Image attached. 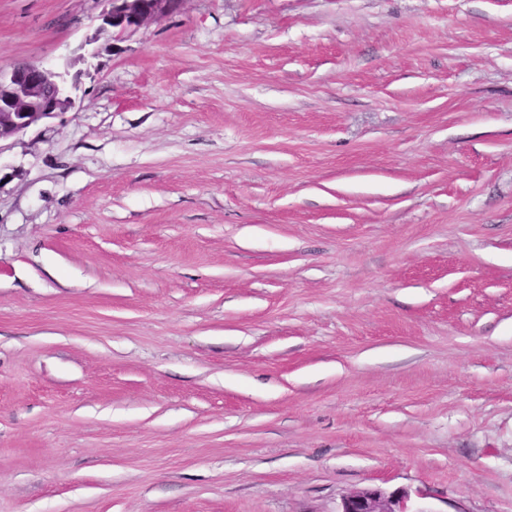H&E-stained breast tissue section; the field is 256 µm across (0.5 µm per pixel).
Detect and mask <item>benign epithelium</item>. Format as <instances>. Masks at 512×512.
Wrapping results in <instances>:
<instances>
[{"instance_id":"7a95c632","label":"benign epithelium","mask_w":512,"mask_h":512,"mask_svg":"<svg viewBox=\"0 0 512 512\" xmlns=\"http://www.w3.org/2000/svg\"><path fill=\"white\" fill-rule=\"evenodd\" d=\"M109 8L100 15L101 24L90 41L100 34L114 38L129 36L142 26L178 11L185 0H106ZM75 107L64 73L34 62L0 70V142L38 126ZM338 512H420L403 491L387 493L366 488L342 498Z\"/></svg>"}]
</instances>
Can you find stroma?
Returning a JSON list of instances; mask_svg holds the SVG:
<instances>
[{
	"label": "stroma",
	"mask_w": 512,
	"mask_h": 512,
	"mask_svg": "<svg viewBox=\"0 0 512 512\" xmlns=\"http://www.w3.org/2000/svg\"><path fill=\"white\" fill-rule=\"evenodd\" d=\"M105 7L0 0V512H512V0ZM109 8L100 15L101 24L94 34L111 33L121 39L150 22L159 21L178 11L185 0H104ZM80 56L66 65L64 73L34 62L0 70V143L38 126L75 107L66 86L68 68L85 62ZM337 512H421L410 503L407 492L387 493L379 488H366L342 498Z\"/></svg>",
	"instance_id": "35a3bbf8"
}]
</instances>
